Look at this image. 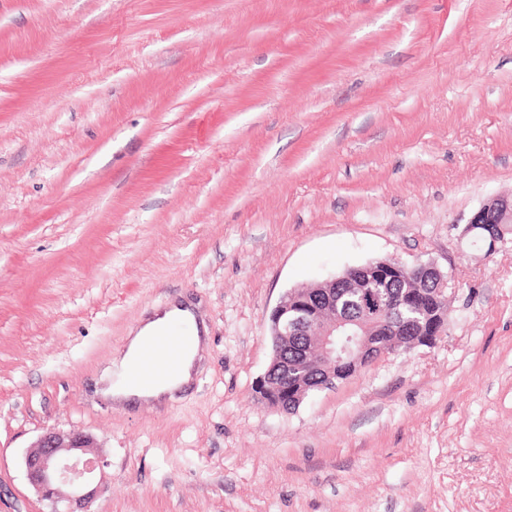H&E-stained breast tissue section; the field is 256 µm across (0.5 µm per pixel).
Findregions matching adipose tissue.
Returning a JSON list of instances; mask_svg holds the SVG:
<instances>
[{"label":"adipose tissue","mask_w":512,"mask_h":512,"mask_svg":"<svg viewBox=\"0 0 512 512\" xmlns=\"http://www.w3.org/2000/svg\"><path fill=\"white\" fill-rule=\"evenodd\" d=\"M181 333L185 336L187 350L177 367L167 371L148 386L132 380L134 368L145 344L163 335ZM206 346L193 311L180 303L155 310L129 336L125 348L112 360V381L103 388V397L114 403L143 402L154 406L165 405L175 391L187 385L195 372L196 363Z\"/></svg>","instance_id":"adipose-tissue-1"}]
</instances>
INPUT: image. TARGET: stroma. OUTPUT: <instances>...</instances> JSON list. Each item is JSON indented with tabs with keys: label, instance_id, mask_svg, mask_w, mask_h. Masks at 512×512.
<instances>
[{
	"label": "stroma",
	"instance_id": "35a3bbf8",
	"mask_svg": "<svg viewBox=\"0 0 512 512\" xmlns=\"http://www.w3.org/2000/svg\"><path fill=\"white\" fill-rule=\"evenodd\" d=\"M512 0H0V512L90 434L93 512H512ZM448 275L430 346L286 413L256 380L289 290ZM210 351L167 406L96 398L156 308ZM511 223L512 197L510 199L494 198L472 215L469 222L462 229V237L472 238L479 230H485L488 233L486 237L487 250L492 251L504 234L499 224H502L504 228V226ZM492 224H496V226Z\"/></svg>",
	"mask_w": 512,
	"mask_h": 512
}]
</instances>
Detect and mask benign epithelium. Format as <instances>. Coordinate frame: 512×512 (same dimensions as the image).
Instances as JSON below:
<instances>
[{
    "instance_id": "1",
    "label": "benign epithelium",
    "mask_w": 512,
    "mask_h": 512,
    "mask_svg": "<svg viewBox=\"0 0 512 512\" xmlns=\"http://www.w3.org/2000/svg\"><path fill=\"white\" fill-rule=\"evenodd\" d=\"M512 223V198H494L481 206L462 229V237L471 238L480 230L488 233L487 250L495 249L502 239L501 225ZM411 270L423 278L432 279L436 288L428 295L421 293L403 302L409 310L422 309V299L431 296L435 303L448 298V277L432 264H420ZM401 268L387 260L369 263L323 284L294 288L288 291L272 310V337L286 342L295 336H305L309 344L301 368L305 375L321 374L319 390L336 387L340 375L354 373L363 362H373L386 355L367 331L360 333L336 321V283L344 281L362 299L366 312L374 315L387 306L378 288L399 275ZM94 447L91 436L79 432H43L30 446L23 466L31 486L42 499L50 502L51 512H92L91 504L97 489L92 479L104 471L106 461L88 456Z\"/></svg>"
}]
</instances>
